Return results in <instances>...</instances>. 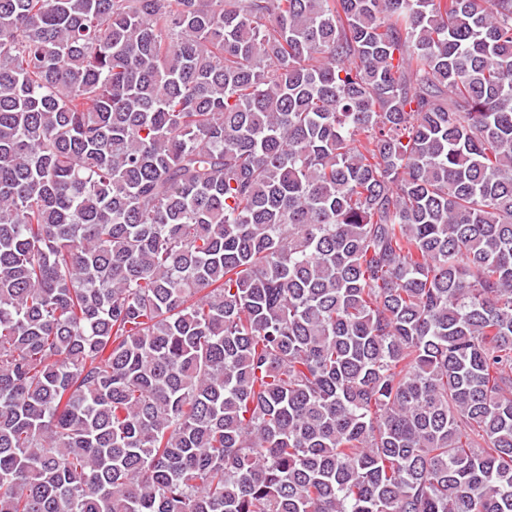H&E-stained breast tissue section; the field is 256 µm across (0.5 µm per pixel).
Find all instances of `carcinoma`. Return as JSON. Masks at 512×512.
I'll list each match as a JSON object with an SVG mask.
<instances>
[{"instance_id":"carcinoma-1","label":"carcinoma","mask_w":512,"mask_h":512,"mask_svg":"<svg viewBox=\"0 0 512 512\" xmlns=\"http://www.w3.org/2000/svg\"><path fill=\"white\" fill-rule=\"evenodd\" d=\"M0 512H512V0H0Z\"/></svg>"}]
</instances>
